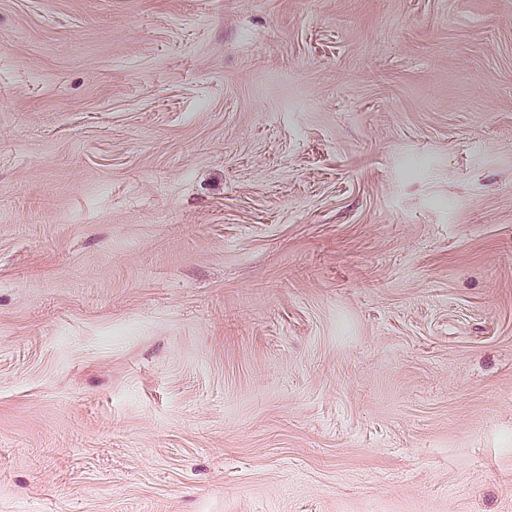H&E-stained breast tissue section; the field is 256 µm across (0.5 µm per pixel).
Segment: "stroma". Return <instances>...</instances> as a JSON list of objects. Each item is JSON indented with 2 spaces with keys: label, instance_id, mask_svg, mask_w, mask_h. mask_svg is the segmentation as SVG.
<instances>
[{
  "label": "stroma",
  "instance_id": "35a3bbf8",
  "mask_svg": "<svg viewBox=\"0 0 512 512\" xmlns=\"http://www.w3.org/2000/svg\"><path fill=\"white\" fill-rule=\"evenodd\" d=\"M0 512H512V0H0Z\"/></svg>",
  "mask_w": 512,
  "mask_h": 512
}]
</instances>
